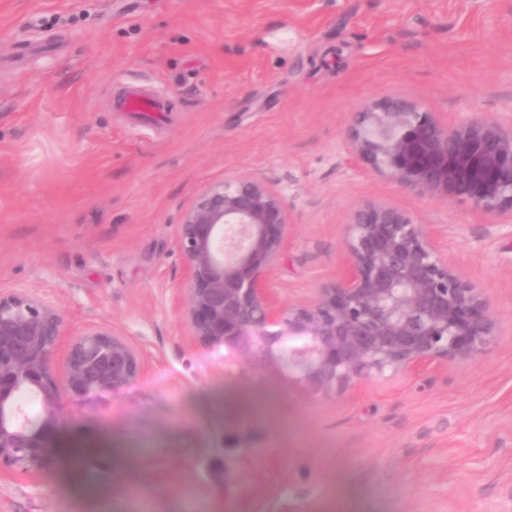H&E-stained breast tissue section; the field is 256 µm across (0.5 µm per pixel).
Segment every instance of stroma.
Wrapping results in <instances>:
<instances>
[{
  "label": "stroma",
  "instance_id": "stroma-1",
  "mask_svg": "<svg viewBox=\"0 0 512 512\" xmlns=\"http://www.w3.org/2000/svg\"><path fill=\"white\" fill-rule=\"evenodd\" d=\"M132 89L161 121L125 111ZM512 117V0H0V290L105 325L144 372L62 429L111 456L0 475V512H512V223L356 160L361 106ZM248 175L288 202L269 278L335 279L352 210L440 235L498 320L483 359L311 398L190 334L179 223ZM92 478L97 497L80 487ZM123 107L128 112H138L146 119H154L160 113L166 112V103L161 98L132 90L123 100Z\"/></svg>",
  "mask_w": 512,
  "mask_h": 512
}]
</instances>
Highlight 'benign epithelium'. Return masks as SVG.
Here are the masks:
<instances>
[{"instance_id":"7a95c632","label":"benign epithelium","mask_w":512,"mask_h":512,"mask_svg":"<svg viewBox=\"0 0 512 512\" xmlns=\"http://www.w3.org/2000/svg\"><path fill=\"white\" fill-rule=\"evenodd\" d=\"M349 147L402 187L512 216V123L478 113L444 122L386 97L358 113ZM290 227L284 195L245 175L205 186L182 216L181 305L192 336L224 349V366L251 363L316 397L490 352L497 322L488 298L409 214L382 202L357 207L341 273L297 303L269 288ZM64 336L61 307L0 290V472L54 468L61 427L142 373L137 349L106 326ZM23 395L37 403L35 416Z\"/></svg>"}]
</instances>
